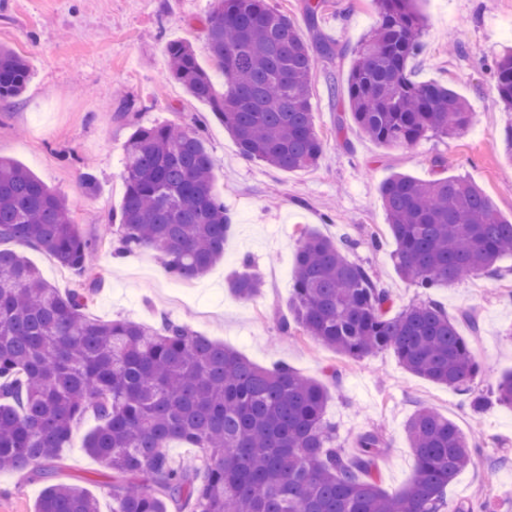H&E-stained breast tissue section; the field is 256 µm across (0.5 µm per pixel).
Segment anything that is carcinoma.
<instances>
[{
    "mask_svg": "<svg viewBox=\"0 0 512 512\" xmlns=\"http://www.w3.org/2000/svg\"><path fill=\"white\" fill-rule=\"evenodd\" d=\"M378 25L357 43L347 102L360 131L384 147L428 132L452 136L473 119L468 101L440 83L418 82V0H369ZM204 30L216 88L192 47L171 42L170 75L209 104L240 155L281 171L310 168L324 153L311 102L315 56L288 14L268 0H216ZM499 98L512 110V49L493 62ZM31 79L25 59L0 48V102L18 100ZM216 162L195 126L140 127L124 147L125 191L112 225V254L150 250L167 274L195 279L224 257L233 217L213 192ZM399 272L428 289L488 273L512 255V220L463 177L420 180L394 173L380 186ZM20 242L86 283L61 293L40 276ZM355 242L306 233L294 268L292 314L317 342L347 358L391 349L411 374L470 391L480 364L457 324L427 300L393 313L392 297L348 259ZM98 243L65 201L34 173L0 158V470L36 468L45 488L36 512H99L85 488L63 483L60 448L86 416L98 420L85 448L112 473V512H442L445 490L469 466L470 440L422 408L406 427L417 458L394 492L373 478L385 448L374 429L357 453L336 444L325 421L328 391L286 365L260 368L221 343L163 318L91 321L84 310L100 276ZM262 278L242 261L229 280L242 299ZM512 407V372L497 384ZM195 449L191 463L167 453Z\"/></svg>",
    "mask_w": 512,
    "mask_h": 512,
    "instance_id": "1",
    "label": "carcinoma"
}]
</instances>
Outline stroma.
<instances>
[{
    "instance_id": "obj_1",
    "label": "stroma",
    "mask_w": 512,
    "mask_h": 512,
    "mask_svg": "<svg viewBox=\"0 0 512 512\" xmlns=\"http://www.w3.org/2000/svg\"><path fill=\"white\" fill-rule=\"evenodd\" d=\"M215 0H0V47L18 51L33 78L22 97L0 106V156L33 171L70 208L86 237L101 238L118 213L124 194L123 145L137 128L158 122L205 123L206 146L216 161L214 192L233 215L224 259L176 293L159 258L141 250L113 259L101 247V283L86 310L88 318H129L154 324L161 317L224 343L252 363L285 364L326 386L325 419L336 440L353 450L357 436L382 430L386 447L375 477L386 491L403 487L417 461L404 433L422 406L475 436L479 447L468 469L446 490L447 508L512 512V409L493 403L482 412L468 395L408 373L392 350L349 359L314 341L302 328L283 333L292 272L303 232L335 241L351 239V261L389 288L394 309L423 300L439 302L450 317L467 314L480 326V370L476 392L491 395L499 376L512 370V257L494 271L424 290L396 270L379 195L395 172L421 180L460 176L480 186L497 211L512 219V160L502 149L512 113L503 111L489 65L512 36V0H421L423 48L415 61L418 80L438 82L465 97L474 124L452 138L426 135L413 147L387 149L365 137L343 96L358 40L378 23L369 0H328L310 27L307 0H269L287 13L307 41L326 36L334 52L318 56L312 79L316 129L326 149L317 166L277 171L243 159L238 146L207 103L188 95L169 74L166 46L189 42L203 68L211 59L203 29ZM443 166H434V158ZM98 190L87 194L85 172ZM250 257L264 286L240 299L226 282ZM86 417L60 452L65 482L86 488L100 512H112V477L83 448L95 427ZM44 484L31 470L0 471V512H35Z\"/></svg>"
}]
</instances>
